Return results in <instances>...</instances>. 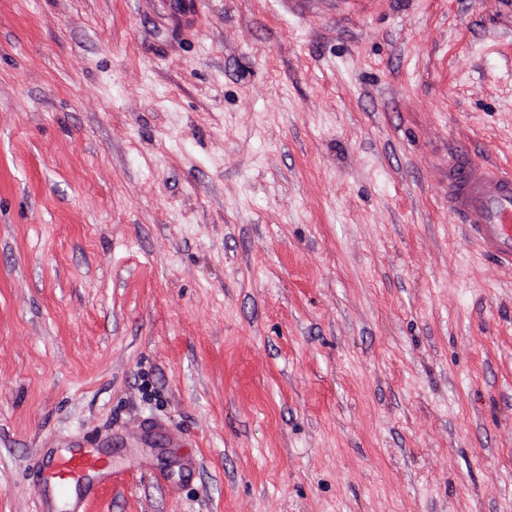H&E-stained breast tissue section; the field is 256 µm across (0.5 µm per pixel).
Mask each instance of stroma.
Wrapping results in <instances>:
<instances>
[{"mask_svg": "<svg viewBox=\"0 0 512 512\" xmlns=\"http://www.w3.org/2000/svg\"><path fill=\"white\" fill-rule=\"evenodd\" d=\"M512 0H0V512H512ZM448 207L475 243L512 269V175L462 147L448 156ZM107 468L108 462L100 454L73 449L50 458L47 464L53 487L62 495H67L73 486L84 485L92 473H102Z\"/></svg>", "mask_w": 512, "mask_h": 512, "instance_id": "1", "label": "stroma"}]
</instances>
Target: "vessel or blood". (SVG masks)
Here are the masks:
<instances>
[{
  "instance_id": "b4317fda",
  "label": "vessel or blood",
  "mask_w": 512,
  "mask_h": 512,
  "mask_svg": "<svg viewBox=\"0 0 512 512\" xmlns=\"http://www.w3.org/2000/svg\"><path fill=\"white\" fill-rule=\"evenodd\" d=\"M448 207L475 243L512 268L511 174L473 158L468 149L458 150L448 157ZM107 467L100 454L73 449L47 464L54 489L63 495Z\"/></svg>"
}]
</instances>
